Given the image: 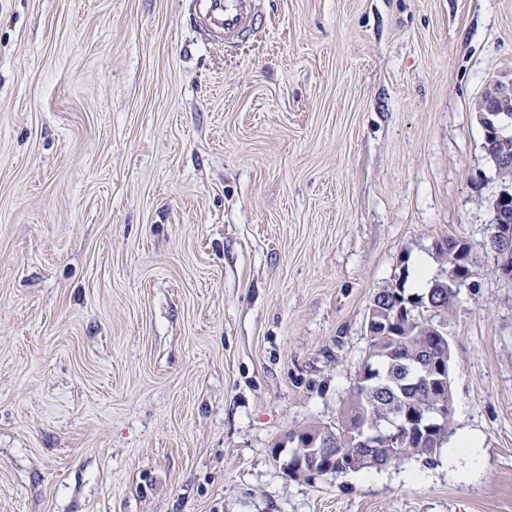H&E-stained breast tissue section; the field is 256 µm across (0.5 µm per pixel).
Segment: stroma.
<instances>
[{
    "label": "stroma",
    "instance_id": "35a3bbf8",
    "mask_svg": "<svg viewBox=\"0 0 512 512\" xmlns=\"http://www.w3.org/2000/svg\"><path fill=\"white\" fill-rule=\"evenodd\" d=\"M0 0V512H512V279L476 103L512 0ZM454 237L453 433L290 478L335 424L376 293ZM193 10L204 33L223 38L230 48L260 26L253 0H196ZM510 199L506 193H499L496 198L493 204V220L490 224L491 234L487 241L489 247L496 246L492 224H497L495 225V234L499 245L495 252L499 260L497 273L507 279H512V224L508 216V210L512 206ZM470 250L471 248L468 243L458 239H448L444 244L440 245L437 258L442 267L446 269V272H452L461 265L469 267ZM451 276L458 283H466V288L473 287L474 285L472 281H469L471 275L465 268L456 270L454 273L452 272Z\"/></svg>",
    "mask_w": 512,
    "mask_h": 512
}]
</instances>
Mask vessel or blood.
Segmentation results:
<instances>
[{
    "label": "vessel or blood",
    "mask_w": 512,
    "mask_h": 512,
    "mask_svg": "<svg viewBox=\"0 0 512 512\" xmlns=\"http://www.w3.org/2000/svg\"><path fill=\"white\" fill-rule=\"evenodd\" d=\"M193 10L204 33L223 38L230 48L259 27L253 0H195Z\"/></svg>",
    "instance_id": "vessel-or-blood-1"
}]
</instances>
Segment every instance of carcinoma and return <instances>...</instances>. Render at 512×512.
<instances>
[{
    "instance_id": "carcinoma-1",
    "label": "carcinoma",
    "mask_w": 512,
    "mask_h": 512,
    "mask_svg": "<svg viewBox=\"0 0 512 512\" xmlns=\"http://www.w3.org/2000/svg\"><path fill=\"white\" fill-rule=\"evenodd\" d=\"M438 261L448 271L469 265L470 246L458 239H448L440 245ZM460 289L451 281L436 277L432 286L423 291H409L405 283H397L377 293L370 304L367 319L373 321L385 316L390 325L370 328L368 352L364 367L351 387L347 405L336 425L309 424L290 435L304 441L308 438L332 437V446L324 448L327 457L334 458L340 474L380 469L395 462L427 456L448 440L452 421L445 422L432 433L408 432L391 448H379L375 463L357 467L354 460L365 453L362 432L377 419V413L394 400L405 407L419 410L434 402L440 392L450 393L425 382L401 393L387 386L386 377L397 376L409 365L435 366L450 354L441 347L442 339L433 335V329L445 321L448 310L454 306Z\"/></svg>"
}]
</instances>
